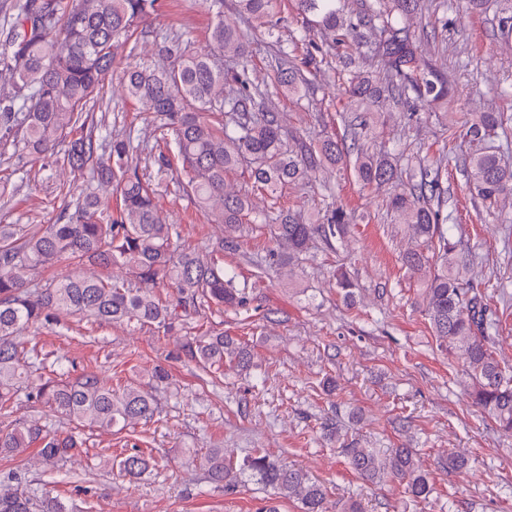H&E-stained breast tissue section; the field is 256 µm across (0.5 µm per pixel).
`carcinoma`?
<instances>
[{
  "instance_id": "obj_1",
  "label": "carcinoma",
  "mask_w": 512,
  "mask_h": 512,
  "mask_svg": "<svg viewBox=\"0 0 512 512\" xmlns=\"http://www.w3.org/2000/svg\"><path fill=\"white\" fill-rule=\"evenodd\" d=\"M338 0H296L299 14L315 17L322 38L334 46L349 38L359 55L376 60L379 70L355 71L349 77L350 105L379 101L384 95L410 110L435 105L448 97V79L422 67L408 16L422 11L421 0H373L367 18L356 23L344 16ZM210 33V47L187 52L179 40L162 47L171 63L126 71L122 82L128 95L154 114L173 135L185 181L182 190L197 207L223 227L222 237L204 251L179 244L177 227L163 222L156 189L129 164L131 143L113 137L97 143L84 133L87 103L97 97L112 65L114 49L129 40L131 28L158 9V0H24L19 20L0 40V78L12 89L0 96V137L23 130L26 150L86 179L85 189L69 203L73 213L62 224L28 235L18 224H0V453L21 459L0 475V512H74L61 497L23 489L32 469L65 465L82 448L85 430H124L157 412L152 390L131 382L115 390L86 371L72 378L59 361L48 373L32 378L35 363L20 351L21 338L39 330L58 315H78L99 323L133 326L170 325L190 306L201 302L238 307L247 304L236 273L219 265L224 244L243 232L258 230L275 243L268 264L284 269L298 261L315 239L332 246L343 240L354 214L331 206L315 220L281 210L275 217L255 213L254 192L274 198L288 185L301 184L329 167L353 162L357 179L375 187L395 186L387 197V214L403 227L408 247L402 265L418 277L425 315L433 335L449 354L462 360L473 403L498 429L512 436V368L497 358L499 323L491 311L497 290L470 285L471 254L458 249L447 217L441 214L444 171L441 161H413L402 155L368 154L359 141L383 125L381 112L370 109L352 119L355 159L333 138L312 141L288 135L280 113L270 106L269 86L251 78L248 45L243 35L224 22V0ZM240 9L266 28L275 51V83L288 95L307 84L288 47L269 25L275 0H239ZM368 24L374 38L364 39ZM237 67L224 71L222 58ZM502 126L497 112H483L465 121L472 148L463 160L469 190L489 209L512 196V160L487 146ZM63 157L57 158L61 145ZM242 169L255 191L225 189L226 173ZM119 195L113 214L99 191ZM255 215V223L246 220ZM62 263L73 271L38 286L40 274ZM120 264L137 281H112L98 268ZM336 287L353 299L356 283L345 272L333 274ZM173 292L163 299L158 284ZM181 351L214 375L224 366L249 369L252 353L232 336L219 332L187 336ZM29 408H47L75 425V430L50 433L36 418H12L20 394ZM340 451L362 480L399 483L413 500L426 499L433 489L420 453L404 446L382 453L342 443ZM450 472L469 467L470 458L456 450L439 458ZM120 470L139 479L155 466L152 454L134 449L119 461ZM208 482L232 493L248 477L295 500L300 512H328L327 489L301 468L282 464L257 450L236 469L224 459V449L209 448L202 457Z\"/></svg>"
}]
</instances>
